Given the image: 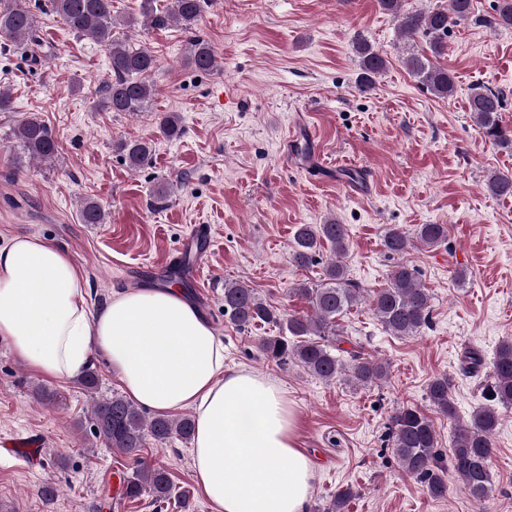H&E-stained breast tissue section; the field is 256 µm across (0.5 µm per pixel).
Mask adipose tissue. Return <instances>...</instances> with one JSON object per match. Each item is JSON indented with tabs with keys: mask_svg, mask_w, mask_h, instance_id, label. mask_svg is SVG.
<instances>
[{
	"mask_svg": "<svg viewBox=\"0 0 512 512\" xmlns=\"http://www.w3.org/2000/svg\"><path fill=\"white\" fill-rule=\"evenodd\" d=\"M73 257L38 236L0 247V337L42 376L66 380L97 356L138 404L194 408L195 477L216 512H307L314 472L282 388L224 366V343L176 287L113 293L97 312Z\"/></svg>",
	"mask_w": 512,
	"mask_h": 512,
	"instance_id": "adipose-tissue-1",
	"label": "adipose tissue"
}]
</instances>
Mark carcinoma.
I'll return each instance as SVG.
<instances>
[{"mask_svg": "<svg viewBox=\"0 0 512 512\" xmlns=\"http://www.w3.org/2000/svg\"><path fill=\"white\" fill-rule=\"evenodd\" d=\"M383 10L401 18V27L409 36L420 35L426 39L427 51L407 57V66L438 97L450 98L456 91L454 74L438 64L445 51L448 32L467 21L473 14V0H448L442 8L427 12H401L402 0H379ZM206 0H174L173 10L158 12L150 5H143V14L150 16L156 27H164L175 19L185 30L194 28ZM51 10L62 18L71 32L102 44L108 51L112 81L103 93L100 107L110 112H143L147 109L154 88L148 76L156 65V56L147 47H135L128 38L116 36L117 22L112 16V0H51ZM490 25L512 27V0H496L494 15L487 19ZM37 30L36 16L28 0H0V48L32 42ZM360 58L361 84L369 87L385 70L386 60L366 41L356 47ZM187 65L201 71L221 69L218 56L205 39H190ZM468 109L482 134L495 144H512V130L501 123L504 96L486 87L471 88ZM179 117L175 113L162 114L160 131L167 137L179 132ZM15 148L19 153L40 161H51L59 154V144L52 131L37 115H29L13 129ZM119 150L132 167L149 159L152 144L141 140L123 141ZM489 192L496 196H512V176L492 172L487 177ZM81 219L85 224L105 223V212L94 200L82 203ZM421 244L434 247L448 237L444 224H420L414 234L399 227L387 229L383 246L391 255H403L410 247V237ZM329 243L335 259L327 264L317 282H303L292 292L304 299L310 312L291 315L263 302L252 288L224 283V314L241 328L256 323L271 324L279 329L278 336H265L258 343L259 351L277 364L292 362L311 376L329 382L342 371H348L350 380L360 386L380 381L387 376L384 363L368 360L354 349L342 344L349 338L342 335L338 320L354 307L369 303V307L383 327L396 336H415L430 324L431 296L429 289L420 283L417 270L398 263L390 270L387 287L365 294V289L348 278L343 258L347 253L345 225L301 224L294 233L291 260L299 267L316 261V254L323 243ZM350 355V365H345L340 353ZM483 354L469 349L462 357L463 371L475 374L483 365ZM454 379L438 374L429 380L425 400L440 414L450 419L457 417L452 397ZM490 400L512 407V340L502 341L493 361V382L489 386ZM93 424L98 437L107 447L130 457H137L146 440L166 443L177 435L185 440L193 438L195 422L190 417L171 419L157 416L146 419L131 401L120 395L96 399L93 403ZM499 423L495 409L481 405L471 412L469 420L457 424L452 441L450 467L442 465L434 422L422 409L414 406L399 408L391 418L392 449L402 468L418 477L430 496L443 498L448 495L445 477L451 470L462 483L466 493L482 503L491 497L492 435ZM151 498L153 504L169 503L172 482L168 473L143 462L124 478V497L137 500ZM353 496L351 487L340 489L329 502L326 512H344L347 501Z\"/></svg>", "mask_w": 512, "mask_h": 512, "instance_id": "cac0c4a2", "label": "carcinoma"}]
</instances>
